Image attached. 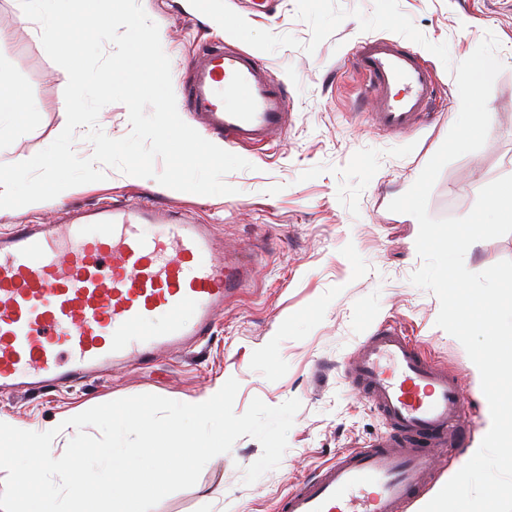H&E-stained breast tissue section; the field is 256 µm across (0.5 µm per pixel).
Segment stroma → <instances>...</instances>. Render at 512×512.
<instances>
[{
    "label": "stroma",
    "mask_w": 512,
    "mask_h": 512,
    "mask_svg": "<svg viewBox=\"0 0 512 512\" xmlns=\"http://www.w3.org/2000/svg\"><path fill=\"white\" fill-rule=\"evenodd\" d=\"M227 3L254 28L290 34L301 43L311 37L308 24L296 17V0H274L268 13L251 16L242 0ZM140 4L159 27L172 72H179L201 42L225 37L189 0ZM399 5L427 40L447 43L452 63L469 57L486 33L500 42L497 55L504 68L488 100L487 140L442 169L428 201L433 218L462 217L484 186L512 175V0H399ZM0 30L8 34L0 44V71L9 74L25 101L24 114L0 116V164H10L31 158L63 130L68 75L49 58L39 24L24 15L18 0H0ZM364 37L350 17L314 53L287 47L262 53L287 85L293 121L264 151L234 147V154L251 164L226 175L236 194L176 191L110 168L106 180L64 202L0 210L1 232L32 217L61 223L66 204L147 199L213 225L227 250L263 256L253 288L225 306L202 345L148 365H118L97 379L49 391L1 393L0 416L39 432L61 416L98 404L140 394L182 402L231 378L239 383L238 414L256 397L270 406L298 399L301 408L278 468L244 484L245 469L262 454L260 443L244 436L229 453L212 458L193 487L166 496L153 509L277 512L288 491L340 451L386 433L383 419L352 385L346 363L375 324L387 319L457 380L466 412L465 446L467 451L480 446L488 416L480 376L462 344L437 326L438 298L410 281L422 264L415 246L418 224L388 209L415 182L455 122L457 83L439 58L427 54L443 107L409 134L378 130L358 102L357 83L346 65L348 52ZM502 260H512V233L476 242L465 255L473 272ZM467 451L439 464L422 498L468 462Z\"/></svg>",
    "instance_id": "1"
}]
</instances>
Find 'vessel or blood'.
Wrapping results in <instances>:
<instances>
[{
    "label": "vessel or blood",
    "mask_w": 512,
    "mask_h": 512,
    "mask_svg": "<svg viewBox=\"0 0 512 512\" xmlns=\"http://www.w3.org/2000/svg\"><path fill=\"white\" fill-rule=\"evenodd\" d=\"M349 64L377 129L403 134L426 116L436 78L417 52L372 39ZM178 90L184 111L231 145L263 149L289 124L283 81L230 40L192 56ZM254 265L252 253L225 254L212 225L147 201L14 225L0 235V390L45 389L198 345L250 288ZM346 370L389 432L300 482L280 512H408L461 424L454 378L396 325L379 324Z\"/></svg>",
    "instance_id": "obj_1"
}]
</instances>
